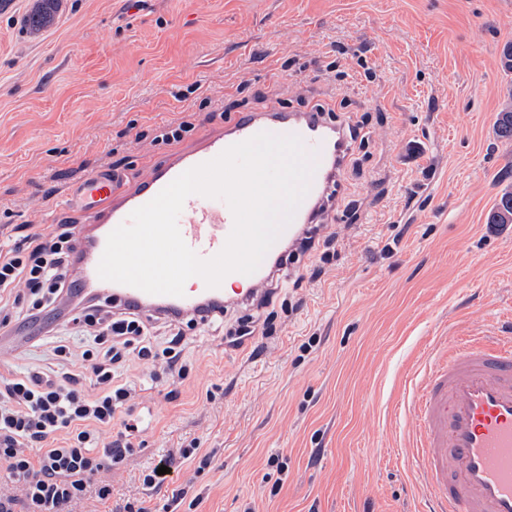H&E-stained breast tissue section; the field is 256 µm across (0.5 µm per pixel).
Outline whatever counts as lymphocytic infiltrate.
<instances>
[{
	"instance_id": "obj_1",
	"label": "lymphocytic infiltrate",
	"mask_w": 512,
	"mask_h": 512,
	"mask_svg": "<svg viewBox=\"0 0 512 512\" xmlns=\"http://www.w3.org/2000/svg\"><path fill=\"white\" fill-rule=\"evenodd\" d=\"M77 227L53 224L0 246V331L25 329L53 360L0 376V512H85L112 497L105 474L132 454L143 430L133 413L136 388L126 363L150 364L167 399L194 368L185 327L172 318L166 345L142 318L113 312L111 298L77 286Z\"/></svg>"
}]
</instances>
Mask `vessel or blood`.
Instances as JSON below:
<instances>
[{
	"label": "vessel or blood",
	"instance_id": "1",
	"mask_svg": "<svg viewBox=\"0 0 512 512\" xmlns=\"http://www.w3.org/2000/svg\"><path fill=\"white\" fill-rule=\"evenodd\" d=\"M264 131L299 136L315 154L316 168L292 222L257 271L234 273L243 289L232 293L221 286L211 288L195 276L190 288L177 297L149 294L99 277L108 235L126 223L135 209L185 171ZM346 152L341 127L311 110L286 111L275 106L264 112L237 113L191 148L152 166L135 187L116 183L109 171L91 172L65 200L66 206L88 219L80 229L82 240L90 244L81 263V278L87 286L110 289L114 306L141 314L164 307L204 317L210 304L244 303L274 275L284 244L300 239L313 223L319 205L339 179ZM178 226L185 243L208 259L223 249L234 218L225 200L194 194L186 199ZM412 420L417 435L414 461L429 512H512V336L458 337L439 345L413 397Z\"/></svg>",
	"mask_w": 512,
	"mask_h": 512
}]
</instances>
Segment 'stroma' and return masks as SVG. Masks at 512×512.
<instances>
[{
	"label": "stroma",
	"mask_w": 512,
	"mask_h": 512,
	"mask_svg": "<svg viewBox=\"0 0 512 512\" xmlns=\"http://www.w3.org/2000/svg\"><path fill=\"white\" fill-rule=\"evenodd\" d=\"M39 4L0 0L2 243L16 224L80 223L63 203L89 170L134 186L236 102L329 103L359 131L328 259L308 261L317 278L285 277L266 306L188 336L175 400L144 367L125 372L144 445L109 472L112 508L161 512L191 486L207 491L192 512H426L409 412L424 358L452 336L512 331V224L487 221L512 162L493 133L512 0H60L36 31ZM183 111L196 129L179 142L126 133ZM249 315L269 335L233 341ZM193 437L210 467L177 464L142 490L141 471Z\"/></svg>",
	"instance_id": "stroma-1"
}]
</instances>
